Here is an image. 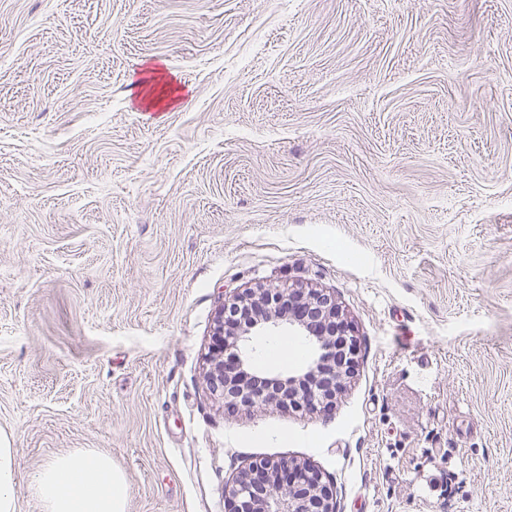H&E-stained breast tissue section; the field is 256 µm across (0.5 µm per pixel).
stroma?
<instances>
[{
    "mask_svg": "<svg viewBox=\"0 0 512 512\" xmlns=\"http://www.w3.org/2000/svg\"><path fill=\"white\" fill-rule=\"evenodd\" d=\"M258 286L351 322L331 410L209 390ZM0 432L19 512L87 448L127 512L281 458L340 512H512V0H0Z\"/></svg>",
    "mask_w": 512,
    "mask_h": 512,
    "instance_id": "stroma-1",
    "label": "stroma"
}]
</instances>
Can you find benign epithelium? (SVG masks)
<instances>
[{"instance_id": "obj_1", "label": "benign epithelium", "mask_w": 512, "mask_h": 512, "mask_svg": "<svg viewBox=\"0 0 512 512\" xmlns=\"http://www.w3.org/2000/svg\"><path fill=\"white\" fill-rule=\"evenodd\" d=\"M286 330L309 345L300 368L249 372L255 338ZM352 330L335 299L314 288H259L236 293L217 312L207 362L210 391L234 411L256 404L320 409L335 404L355 362L344 342ZM233 366L224 364V341ZM226 512H339L336 491L316 467L293 459H269L242 467L224 487Z\"/></svg>"}]
</instances>
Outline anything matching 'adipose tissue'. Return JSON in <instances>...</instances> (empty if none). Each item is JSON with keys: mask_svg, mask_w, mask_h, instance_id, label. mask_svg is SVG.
Returning <instances> with one entry per match:
<instances>
[{"mask_svg": "<svg viewBox=\"0 0 512 512\" xmlns=\"http://www.w3.org/2000/svg\"><path fill=\"white\" fill-rule=\"evenodd\" d=\"M16 450L0 434V512H18ZM41 512H126L123 473L109 457L90 449L47 460L30 481Z\"/></svg>", "mask_w": 512, "mask_h": 512, "instance_id": "1", "label": "adipose tissue"}]
</instances>
